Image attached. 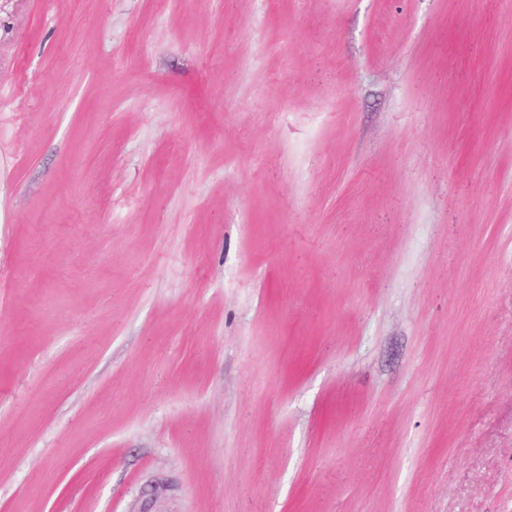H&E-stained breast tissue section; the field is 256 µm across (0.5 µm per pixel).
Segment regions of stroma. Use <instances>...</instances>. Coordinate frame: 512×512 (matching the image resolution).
Returning <instances> with one entry per match:
<instances>
[{"instance_id": "stroma-1", "label": "stroma", "mask_w": 512, "mask_h": 512, "mask_svg": "<svg viewBox=\"0 0 512 512\" xmlns=\"http://www.w3.org/2000/svg\"><path fill=\"white\" fill-rule=\"evenodd\" d=\"M0 512H512V0H0Z\"/></svg>"}]
</instances>
